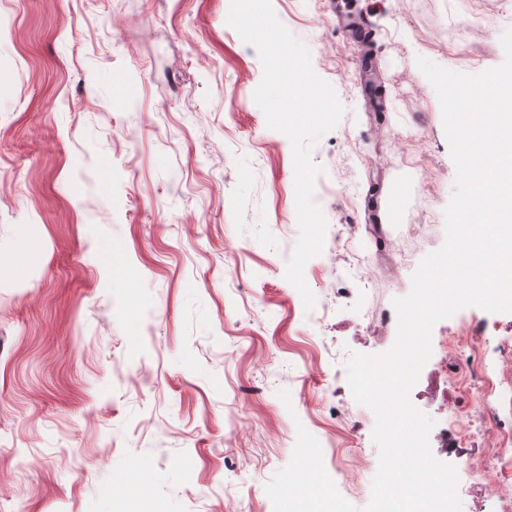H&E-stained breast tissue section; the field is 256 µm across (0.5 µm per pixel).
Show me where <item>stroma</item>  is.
Here are the masks:
<instances>
[{
  "instance_id": "35a3bbf8",
  "label": "stroma",
  "mask_w": 512,
  "mask_h": 512,
  "mask_svg": "<svg viewBox=\"0 0 512 512\" xmlns=\"http://www.w3.org/2000/svg\"><path fill=\"white\" fill-rule=\"evenodd\" d=\"M271 0L344 114L313 144L325 251L285 274L300 237L292 142L254 92L263 66L230 0H8L0 6V512H364L380 448L351 353L379 355L364 316L393 310L446 241L456 168L418 58L500 66L512 0ZM376 60L384 94L361 70ZM424 139L409 147L406 131ZM421 158L405 164L400 153ZM432 224L412 266L367 284L324 271L335 237L385 262ZM42 250L25 274L29 231ZM345 289L337 302V289ZM328 308L319 320V308ZM372 465L358 485L301 468L307 443Z\"/></svg>"
}]
</instances>
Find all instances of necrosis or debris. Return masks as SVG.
I'll list each match as a JSON object with an SVG mask.
<instances>
[{
  "instance_id": "1",
  "label": "necrosis or debris",
  "mask_w": 512,
  "mask_h": 512,
  "mask_svg": "<svg viewBox=\"0 0 512 512\" xmlns=\"http://www.w3.org/2000/svg\"><path fill=\"white\" fill-rule=\"evenodd\" d=\"M440 357L469 352L477 369L453 381L459 401H443L448 421L435 438L457 470L459 498L473 512H512V333L472 317L437 342Z\"/></svg>"
}]
</instances>
